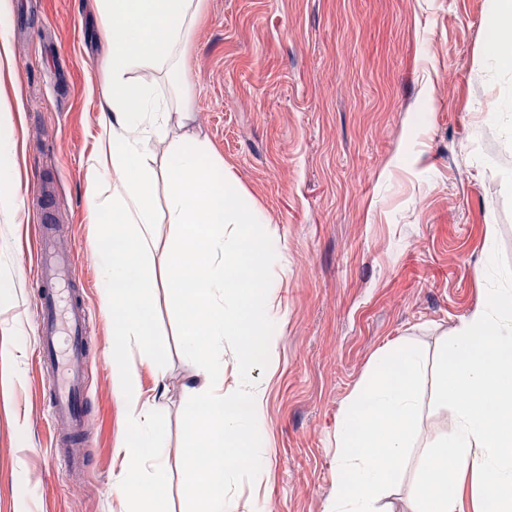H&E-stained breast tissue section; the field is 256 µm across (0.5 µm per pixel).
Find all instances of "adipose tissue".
Instances as JSON below:
<instances>
[{
  "mask_svg": "<svg viewBox=\"0 0 512 512\" xmlns=\"http://www.w3.org/2000/svg\"><path fill=\"white\" fill-rule=\"evenodd\" d=\"M98 39L107 59L106 89L97 101L99 147L87 160V209L102 225L98 239L99 299L112 313V391L126 435L118 452L121 473L114 492L123 512H164L167 459L161 389L143 390L125 355L138 348L158 367L152 340L149 288L157 215V171L149 145L165 139L174 120L155 85L135 81L136 71L166 75L174 90L185 76L180 57L200 20L203 0H95Z\"/></svg>",
  "mask_w": 512,
  "mask_h": 512,
  "instance_id": "1",
  "label": "adipose tissue"
}]
</instances>
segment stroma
Instances as JSON below:
<instances>
[{"instance_id": "obj_1", "label": "stroma", "mask_w": 512, "mask_h": 512, "mask_svg": "<svg viewBox=\"0 0 512 512\" xmlns=\"http://www.w3.org/2000/svg\"><path fill=\"white\" fill-rule=\"evenodd\" d=\"M12 75L0 140L14 143V195L59 197L57 247L74 252L94 319L84 432L44 406L29 276L35 217L0 209V512H118L121 435L111 314L100 305L87 211L105 62L94 0H12ZM492 0H206L185 59L186 132L209 141L283 242L288 309L267 386L268 469L238 512H325L336 426L376 357L402 343L435 358L488 287L487 240L512 262V131L486 112L512 71L483 64ZM152 339L160 366L169 512H186L182 412L198 369L182 353L163 275ZM70 436L69 472L49 463Z\"/></svg>"}]
</instances>
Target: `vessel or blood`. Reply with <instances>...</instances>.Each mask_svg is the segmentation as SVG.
I'll return each instance as SVG.
<instances>
[{"instance_id":"vessel-or-blood-1","label":"vessel or blood","mask_w":512,"mask_h":512,"mask_svg":"<svg viewBox=\"0 0 512 512\" xmlns=\"http://www.w3.org/2000/svg\"><path fill=\"white\" fill-rule=\"evenodd\" d=\"M53 206L43 207L36 226L34 278L39 288L35 334L45 374V406L53 421L72 427L89 409L83 364L92 338L90 308L77 297L80 281L72 256L56 247Z\"/></svg>"}]
</instances>
